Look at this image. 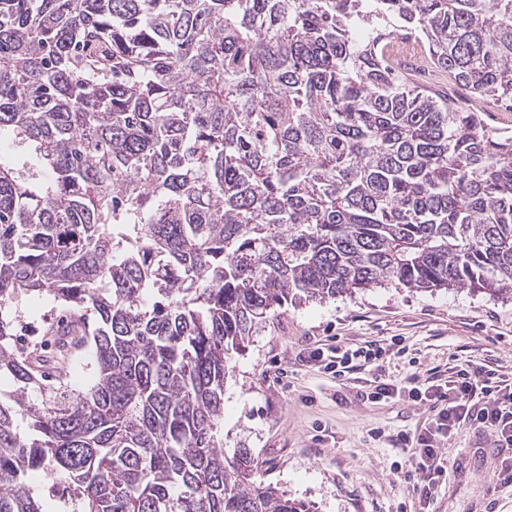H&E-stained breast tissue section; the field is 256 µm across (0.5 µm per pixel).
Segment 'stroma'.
I'll list each match as a JSON object with an SVG mask.
<instances>
[{
  "label": "stroma",
  "mask_w": 512,
  "mask_h": 512,
  "mask_svg": "<svg viewBox=\"0 0 512 512\" xmlns=\"http://www.w3.org/2000/svg\"><path fill=\"white\" fill-rule=\"evenodd\" d=\"M399 337L406 354L388 357L397 379L489 361L512 374V297L469 290L416 292L392 285L271 312L245 350L233 354L224 385V451L250 448L263 478L311 512H417L399 479L406 456L390 443L425 419L422 407L363 399L368 371L336 379L301 361L304 348ZM383 436L373 440L372 429ZM488 458L466 476L445 473L433 512H512V485Z\"/></svg>",
  "instance_id": "obj_1"
}]
</instances>
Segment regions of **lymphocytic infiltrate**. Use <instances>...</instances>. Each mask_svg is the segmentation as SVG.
<instances>
[{
	"label": "lymphocytic infiltrate",
	"mask_w": 512,
	"mask_h": 512,
	"mask_svg": "<svg viewBox=\"0 0 512 512\" xmlns=\"http://www.w3.org/2000/svg\"><path fill=\"white\" fill-rule=\"evenodd\" d=\"M387 349L377 343L324 350H307L304 359L324 371L344 377L356 369L371 368L368 393L375 401L401 399L424 405L427 416L412 432H401L394 445L411 465L406 480L412 481L424 512L433 502L439 480L447 469L444 449L461 429L493 436L499 454L498 478L512 482V378L488 363H467L441 383L411 374L400 382L386 377L381 361Z\"/></svg>",
	"instance_id": "obj_1"
}]
</instances>
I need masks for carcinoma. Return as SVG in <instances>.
Instances as JSON below:
<instances>
[{
    "label": "carcinoma",
    "mask_w": 512,
    "mask_h": 512,
    "mask_svg": "<svg viewBox=\"0 0 512 512\" xmlns=\"http://www.w3.org/2000/svg\"><path fill=\"white\" fill-rule=\"evenodd\" d=\"M394 20L512 108V0H0V512H44L35 469L70 512H309L224 454L267 315L384 282L512 294V131L396 78ZM34 294L50 351L17 350ZM74 378L72 381L66 382L71 388L77 390H84L89 387L95 378V365L94 358L90 355H85L80 363L74 370Z\"/></svg>",
    "instance_id": "cac0c4a2"
}]
</instances>
